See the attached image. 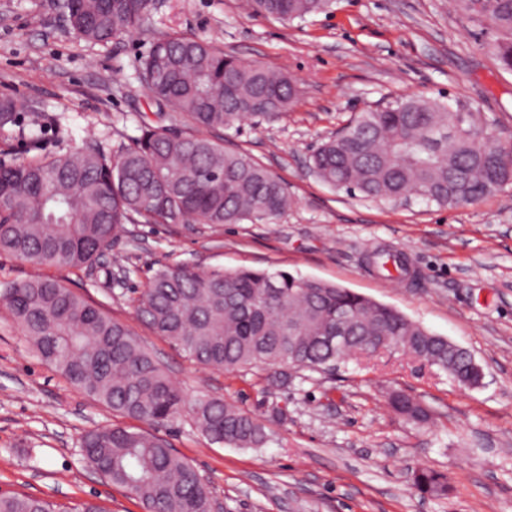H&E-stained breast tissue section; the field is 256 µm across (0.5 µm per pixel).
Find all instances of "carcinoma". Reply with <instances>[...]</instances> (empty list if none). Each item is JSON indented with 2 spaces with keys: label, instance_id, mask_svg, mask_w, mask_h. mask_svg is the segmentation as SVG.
Returning a JSON list of instances; mask_svg holds the SVG:
<instances>
[{
  "label": "carcinoma",
  "instance_id": "1",
  "mask_svg": "<svg viewBox=\"0 0 512 512\" xmlns=\"http://www.w3.org/2000/svg\"><path fill=\"white\" fill-rule=\"evenodd\" d=\"M68 24L91 45L140 30L148 0H61ZM454 9L494 33L481 44L512 71V0H452ZM335 0H249L258 15L304 21ZM138 75L158 111L210 132L254 117H276L298 88L281 72L244 62L211 42L167 35L152 43ZM489 121L442 99L400 97L354 116L310 156L309 170L338 190L378 202L418 199L454 208L512 185V159L489 143ZM284 184L248 154L226 151L208 137L172 133L145 123L140 135L110 156L92 143L62 155L0 166V253L36 265L82 268L112 245L122 225L252 224L288 211ZM371 268L401 255L378 251ZM26 341L70 384L127 418L155 426L187 414L216 443L261 448L264 424L222 399L191 400L131 329L61 283L34 278L0 292ZM137 315L196 364L225 370L266 365L330 373L378 348L397 346L448 373L463 388L476 378L469 357L448 339L399 311L332 283L287 272L199 271L164 266L152 276ZM344 325V349L321 337ZM393 411L427 423L417 397L390 394ZM80 453L100 476L128 490L145 512H215L196 468L156 435L119 426L86 432ZM420 492L443 496L447 476L412 473ZM0 512H106L95 501L66 507L24 495L0 494Z\"/></svg>",
  "mask_w": 512,
  "mask_h": 512
}]
</instances>
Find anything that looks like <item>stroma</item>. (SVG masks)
Returning a JSON list of instances; mask_svg holds the SVG:
<instances>
[{
    "instance_id": "35a3bbf8",
    "label": "stroma",
    "mask_w": 512,
    "mask_h": 512,
    "mask_svg": "<svg viewBox=\"0 0 512 512\" xmlns=\"http://www.w3.org/2000/svg\"><path fill=\"white\" fill-rule=\"evenodd\" d=\"M53 0H0V96L16 102L0 130V162L64 154L95 137L108 154L142 121L176 133L186 119L157 113L138 75L154 37L213 42L297 82L288 111L224 131V147L275 173L293 204L260 223L128 224L111 250L80 268L38 266L0 254V289L53 279L125 323L192 398H221L263 422L268 442L231 448L191 418L154 427L203 477L223 512H512V188L473 205L369 201L313 175L309 156L355 113L415 95L447 97L489 119L512 144V71L480 44L486 29L448 0H336L333 12L282 23L246 0H153L147 31L112 45L86 43ZM402 253L409 272L370 269L367 253ZM251 268L321 279L385 303L471 353L485 377L460 387L443 371L385 351L329 374L216 370L193 363L139 320L136 300L162 265ZM432 411L404 422L387 389ZM127 418L46 365L0 304V494L62 505L94 500L106 512H144L125 489L84 462L82 435ZM447 475L444 498L421 497L411 474Z\"/></svg>"
}]
</instances>
